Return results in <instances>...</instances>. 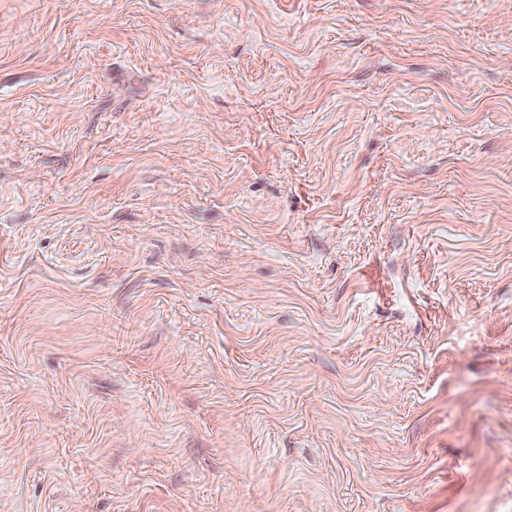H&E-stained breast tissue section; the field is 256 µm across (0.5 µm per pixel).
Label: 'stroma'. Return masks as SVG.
<instances>
[{"label":"stroma","instance_id":"1","mask_svg":"<svg viewBox=\"0 0 512 512\" xmlns=\"http://www.w3.org/2000/svg\"><path fill=\"white\" fill-rule=\"evenodd\" d=\"M0 512H512V0H0Z\"/></svg>","mask_w":512,"mask_h":512}]
</instances>
